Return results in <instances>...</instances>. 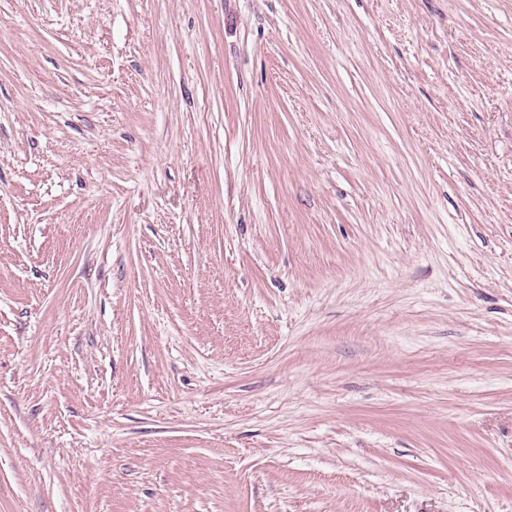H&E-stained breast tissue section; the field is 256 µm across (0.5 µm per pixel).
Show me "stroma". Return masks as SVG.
I'll use <instances>...</instances> for the list:
<instances>
[{
  "instance_id": "obj_1",
  "label": "stroma",
  "mask_w": 512,
  "mask_h": 512,
  "mask_svg": "<svg viewBox=\"0 0 512 512\" xmlns=\"http://www.w3.org/2000/svg\"><path fill=\"white\" fill-rule=\"evenodd\" d=\"M0 512H512V0H0Z\"/></svg>"
}]
</instances>
